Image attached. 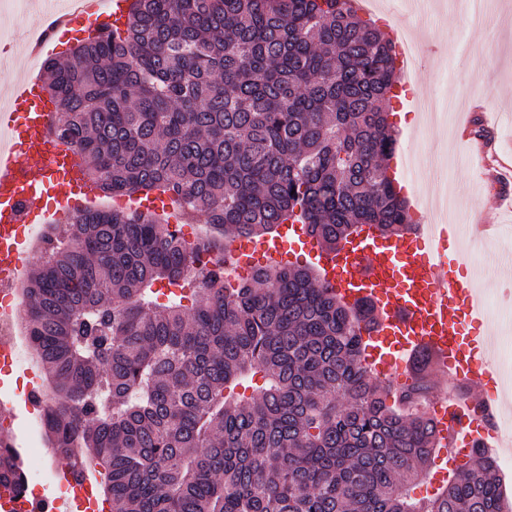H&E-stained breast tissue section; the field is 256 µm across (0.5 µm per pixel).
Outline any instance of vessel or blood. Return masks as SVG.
I'll return each mask as SVG.
<instances>
[{"instance_id": "obj_1", "label": "vessel or blood", "mask_w": 512, "mask_h": 512, "mask_svg": "<svg viewBox=\"0 0 512 512\" xmlns=\"http://www.w3.org/2000/svg\"><path fill=\"white\" fill-rule=\"evenodd\" d=\"M133 0H49L50 16H80L88 32L106 23L124 21ZM56 114L39 92L38 79L14 81L4 111L0 112V285L26 275L29 241L19 222L20 204L36 207L43 195L54 203V217L64 221L80 203L73 185L81 177L78 154L56 139ZM292 239L301 240L309 259L323 271L326 282L349 304L366 298L378 308V324L363 340L376 372L391 375L396 385L411 383L415 361L427 354L430 367L444 378L475 385L491 367L485 336L471 332L460 313L458 300L470 284L453 276L439 250L435 233L382 239L366 227L343 249L330 253L308 243L304 225L283 224L275 236L256 244L258 254L283 258ZM495 406L475 410L470 395L435 392L432 418L440 436L461 438L465 449L483 441L487 416ZM91 483L75 488L69 501L43 496L35 501L17 497L0 486V512H108Z\"/></svg>"}]
</instances>
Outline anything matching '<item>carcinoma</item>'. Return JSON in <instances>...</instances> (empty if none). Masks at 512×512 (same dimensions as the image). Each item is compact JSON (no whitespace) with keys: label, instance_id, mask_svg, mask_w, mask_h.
Wrapping results in <instances>:
<instances>
[{"label":"carcinoma","instance_id":"obj_1","mask_svg":"<svg viewBox=\"0 0 512 512\" xmlns=\"http://www.w3.org/2000/svg\"><path fill=\"white\" fill-rule=\"evenodd\" d=\"M42 90L55 137L105 193L172 195L224 241L293 220L334 250L358 226L414 224L390 173L400 83L393 40L351 0H135ZM26 280L25 316L53 388L46 426L75 478L101 466L111 512H503L477 447L428 503L409 500L442 446L417 410L418 364L400 401L372 380L368 302L348 306L308 266L270 264L238 284L153 213L83 208ZM203 274L189 304L150 299ZM252 371L267 386L234 395ZM25 484L0 445V486Z\"/></svg>","mask_w":512,"mask_h":512}]
</instances>
